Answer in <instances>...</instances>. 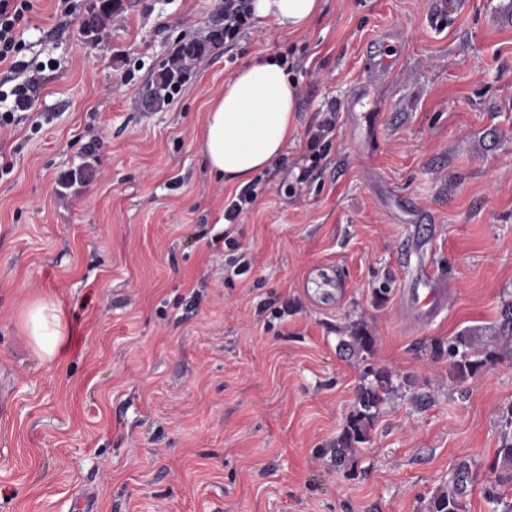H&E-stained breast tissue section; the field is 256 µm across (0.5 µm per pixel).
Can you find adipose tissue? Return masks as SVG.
<instances>
[{
  "mask_svg": "<svg viewBox=\"0 0 512 512\" xmlns=\"http://www.w3.org/2000/svg\"><path fill=\"white\" fill-rule=\"evenodd\" d=\"M324 0H252L256 17L294 34L307 30L322 13ZM299 86L280 59L266 56L241 67L210 101L201 128V147L211 175L243 187L285 153L293 133ZM25 327L41 358L53 360L62 343L55 308L38 302Z\"/></svg>",
  "mask_w": 512,
  "mask_h": 512,
  "instance_id": "obj_1",
  "label": "adipose tissue"
}]
</instances>
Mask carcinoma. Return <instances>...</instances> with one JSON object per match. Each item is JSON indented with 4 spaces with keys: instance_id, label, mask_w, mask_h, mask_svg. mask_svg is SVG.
<instances>
[{
    "instance_id": "obj_1",
    "label": "carcinoma",
    "mask_w": 512,
    "mask_h": 512,
    "mask_svg": "<svg viewBox=\"0 0 512 512\" xmlns=\"http://www.w3.org/2000/svg\"><path fill=\"white\" fill-rule=\"evenodd\" d=\"M121 11V0H92V5L82 23V33L93 39L98 38L112 20V16ZM221 35L212 33L204 41H191L180 45L171 61L157 73L148 88L149 95L158 103L165 101L178 89L186 78L187 63L202 56L207 49L215 46ZM348 335L342 337L341 346L362 358L372 355L375 337L360 323H353L347 329ZM434 353L448 355L449 370L454 379L465 381L491 363V354L475 348V337L468 333H459L448 339V343L434 344ZM368 383L362 385L357 396V405L346 422L343 436L334 451L336 462L340 463L346 455L369 440V431L382 405L396 391L391 374L382 368L367 369ZM503 428V440L497 449L492 467L494 479L484 487V494L492 501L499 498L500 488L512 485V404L502 409L500 416ZM464 470H459L456 483L452 488L443 487L437 491L429 503L428 512H463L460 500Z\"/></svg>"
}]
</instances>
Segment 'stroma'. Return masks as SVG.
I'll return each instance as SVG.
<instances>
[{"instance_id":"stroma-1","label":"stroma","mask_w":512,"mask_h":512,"mask_svg":"<svg viewBox=\"0 0 512 512\" xmlns=\"http://www.w3.org/2000/svg\"><path fill=\"white\" fill-rule=\"evenodd\" d=\"M494 2L326 0L291 36L257 18L153 107L147 85L223 25L224 0H123L96 41L90 0L68 16L39 0L23 55L55 68L0 133V512H427L462 465L464 512H495L512 25H489ZM269 53L301 86L296 134L227 224L236 189L208 173L203 115ZM438 277L444 301L420 311ZM41 301L60 318L53 363L24 325ZM354 322L368 358L338 347ZM466 329L498 358L459 382L432 345ZM370 365L399 390L334 465Z\"/></svg>"}]
</instances>
